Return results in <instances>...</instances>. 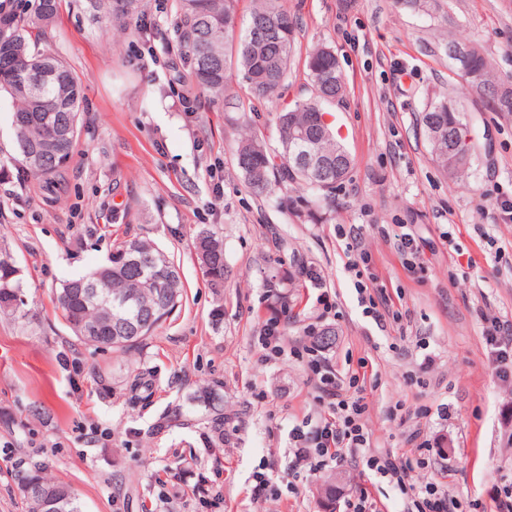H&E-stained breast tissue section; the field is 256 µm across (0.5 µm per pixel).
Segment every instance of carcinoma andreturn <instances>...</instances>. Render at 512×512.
I'll list each match as a JSON object with an SVG mask.
<instances>
[{"label":"carcinoma","instance_id":"1","mask_svg":"<svg viewBox=\"0 0 512 512\" xmlns=\"http://www.w3.org/2000/svg\"><path fill=\"white\" fill-rule=\"evenodd\" d=\"M132 0H104L112 20L125 21ZM176 24L182 48L198 94L211 103L227 102L243 108L241 95L250 100L273 102L288 87L295 52L296 23L279 0H252L248 21L235 27L236 0H177ZM59 0H17L13 9L0 13V99L10 101L12 115L25 114L31 125L13 124L19 161L32 176L49 181L62 173L76 148L83 107L80 79L59 57L41 48L45 29L55 19ZM436 50L446 56L448 46L467 45L469 63L459 77L468 92L478 95L486 109L512 115V87L501 81L493 60L469 38L451 32L434 37ZM310 96L276 113V145L261 133L240 142L236 169L250 191L260 197L303 190L316 199H296L293 213L318 223L319 202L332 197L353 168V159L325 120L336 96L344 95V78L336 67L331 47L317 44L305 59ZM424 111L438 116L452 132L448 135L424 128L433 160L451 178H462L478 164L471 130L461 99L439 93ZM63 127L68 138L61 142L36 143L37 128ZM313 139L328 169L325 177L312 174L297 160L299 144ZM47 156L31 159L35 149ZM193 247L200 268L215 292L224 289L227 266L224 242L217 232L199 228ZM19 270L8 255L0 257V313L13 315L22 303ZM183 296L180 268L153 241L134 238L117 247L106 262L62 284L57 297L62 317L81 343L97 349L126 351L146 340ZM98 325L87 334L84 326ZM203 408L206 418L219 428L224 421V396L210 387L189 397ZM26 502L27 512H47L46 498L66 499L67 512H83L71 486L43 475L34 462L14 475Z\"/></svg>","mask_w":512,"mask_h":512}]
</instances>
